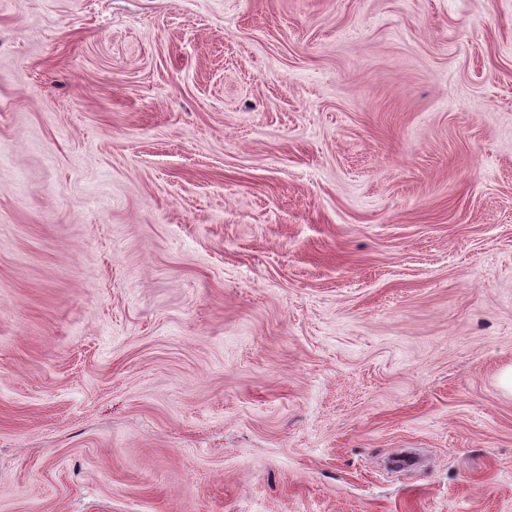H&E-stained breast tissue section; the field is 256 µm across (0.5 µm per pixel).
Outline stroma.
Wrapping results in <instances>:
<instances>
[{"label": "stroma", "mask_w": 512, "mask_h": 512, "mask_svg": "<svg viewBox=\"0 0 512 512\" xmlns=\"http://www.w3.org/2000/svg\"><path fill=\"white\" fill-rule=\"evenodd\" d=\"M0 512H512V0H0Z\"/></svg>", "instance_id": "obj_1"}]
</instances>
